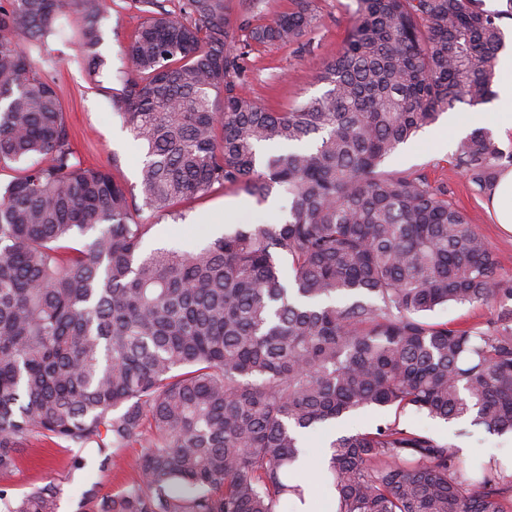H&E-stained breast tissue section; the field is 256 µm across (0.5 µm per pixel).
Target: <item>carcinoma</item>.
I'll return each mask as SVG.
<instances>
[{
	"label": "carcinoma",
	"mask_w": 512,
	"mask_h": 512,
	"mask_svg": "<svg viewBox=\"0 0 512 512\" xmlns=\"http://www.w3.org/2000/svg\"><path fill=\"white\" fill-rule=\"evenodd\" d=\"M269 23H231V0H182L125 48L112 107L145 152L138 191L83 166L54 82L31 51L71 39L90 69L116 0H0V512H58L61 488L3 482L41 434L77 449L143 441L139 481L87 512H279L306 502L299 449L369 408L512 434V280L476 224L422 177L382 163L459 105L494 96L508 10L482 0H355L354 24L288 112L238 76L257 45L299 42L313 0ZM288 144L261 161L257 149ZM480 193L512 165L492 131L458 144ZM237 186L288 197L193 253H141L140 212ZM289 263L286 274L283 263ZM449 304L498 307L461 327ZM336 512H512V475L398 422L311 449Z\"/></svg>",
	"instance_id": "obj_1"
}]
</instances>
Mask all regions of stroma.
Here are the masks:
<instances>
[{"mask_svg":"<svg viewBox=\"0 0 512 512\" xmlns=\"http://www.w3.org/2000/svg\"><path fill=\"white\" fill-rule=\"evenodd\" d=\"M316 20L311 31L295 44L274 43L257 47L243 62L242 80L248 93L259 105L286 112L320 95L315 72L322 61L337 52L354 22V0H315ZM121 8L106 25V38L98 49L102 60L97 73H90L79 49L61 45L53 57H38L39 68L55 82L70 132L73 149L85 166L108 172L116 181L134 186L138 182L144 153L122 126L112 108V96L121 88L119 73L126 67L123 48L133 38L145 18L139 0H120ZM447 116H440L431 127L400 145L388 157L387 171L420 174L429 184L448 190L451 203L464 210L478 232L490 243L498 261V273L512 279V235L501 230L479 195L454 167L452 156L440 152L433 144L431 132H443ZM245 201L237 215H229V205ZM288 206L284 195L273 194L268 201L234 187L218 188L209 196L181 203L178 216L159 214L152 217L153 229L145 238L141 251L156 249L193 251L210 241L247 224H272L281 219ZM396 421L452 444L465 462L512 458V437L496 436L467 423H445L412 411L397 412L390 408H371L339 423L342 431L369 430ZM140 444L120 449L109 465H101L94 452H87L88 464L72 470V453L63 441L33 435L21 453L19 468L12 479V491L20 495L47 483L62 490L59 512H78L84 490L95 489L98 496L122 493L139 478Z\"/></svg>","mask_w":512,"mask_h":512,"instance_id":"stroma-1","label":"stroma"}]
</instances>
